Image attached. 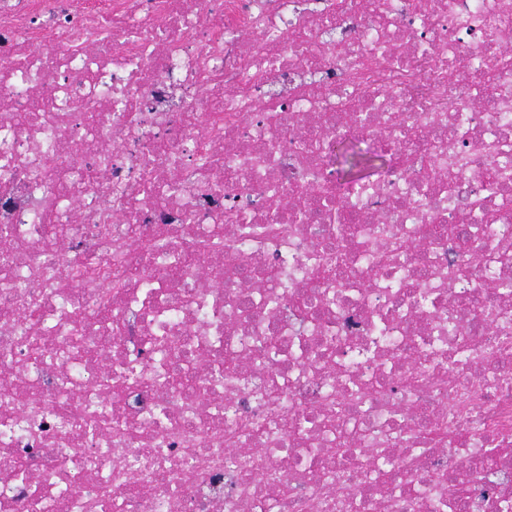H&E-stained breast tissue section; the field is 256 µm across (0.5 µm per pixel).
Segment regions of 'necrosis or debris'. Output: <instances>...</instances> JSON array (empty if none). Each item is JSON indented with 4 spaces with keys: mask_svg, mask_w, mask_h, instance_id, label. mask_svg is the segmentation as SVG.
Masks as SVG:
<instances>
[{
    "mask_svg": "<svg viewBox=\"0 0 512 512\" xmlns=\"http://www.w3.org/2000/svg\"><path fill=\"white\" fill-rule=\"evenodd\" d=\"M508 159L512 0H0V512H498ZM360 144L356 138H336L326 147L328 164L348 190H357L361 185L377 180L389 165L384 154L369 145L362 148Z\"/></svg>",
    "mask_w": 512,
    "mask_h": 512,
    "instance_id": "necrosis-or-debris-1",
    "label": "necrosis or debris"
}]
</instances>
